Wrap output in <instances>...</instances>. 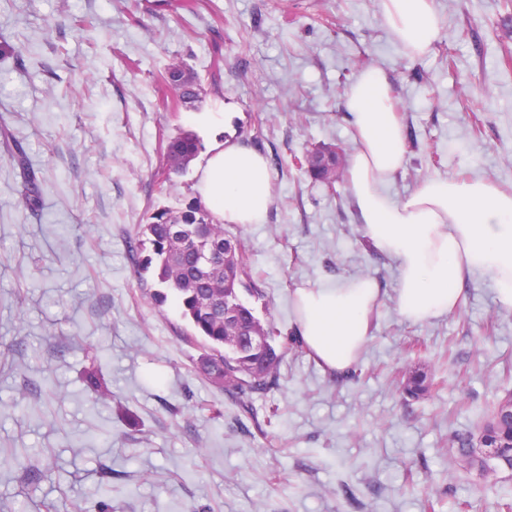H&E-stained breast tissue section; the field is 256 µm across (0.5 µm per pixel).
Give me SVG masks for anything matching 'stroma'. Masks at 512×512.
<instances>
[{"mask_svg": "<svg viewBox=\"0 0 512 512\" xmlns=\"http://www.w3.org/2000/svg\"><path fill=\"white\" fill-rule=\"evenodd\" d=\"M0 0V120L27 150L44 205H17L18 169L0 150V512H500L512 472L478 474L453 436L477 433L512 392V311L467 278L457 309L424 324L397 311L398 272L359 232L345 182L294 163L358 144L346 94L381 67L407 162L389 187L481 175L512 193V5L434 0L443 35L411 59L379 0ZM330 24H322V17ZM183 62L215 73L193 107L156 80ZM262 153L273 199L262 224L226 225L248 246L256 316L294 334L291 290L368 275L379 288L352 374L286 355L277 387L241 412L199 370L174 304L155 307L130 245L152 207L194 197L193 172L158 195L162 139L205 136ZM481 136H474L473 125ZM425 372L406 397L395 379ZM280 415L259 435L270 407ZM397 384L400 385V390L403 393L417 397L431 392L432 389V384L427 382L426 375L416 371L402 374Z\"/></svg>", "mask_w": 512, "mask_h": 512, "instance_id": "35a3bbf8", "label": "stroma"}]
</instances>
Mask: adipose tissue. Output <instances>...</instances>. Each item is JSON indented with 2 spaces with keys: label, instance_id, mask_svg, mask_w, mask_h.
Here are the masks:
<instances>
[{
  "label": "adipose tissue",
  "instance_id": "obj_1",
  "mask_svg": "<svg viewBox=\"0 0 512 512\" xmlns=\"http://www.w3.org/2000/svg\"><path fill=\"white\" fill-rule=\"evenodd\" d=\"M395 41L415 59L440 38L433 0H380ZM385 71L365 69L351 86L346 110L360 146L348 166L346 190L359 231L398 270L399 315L422 324L455 311L467 276L491 281L500 308L512 310V195L483 177L421 180L397 199L388 186L406 164L402 127L390 108ZM267 158L237 142H214L197 157V197L225 224L265 223L271 203ZM380 290L371 277L292 290L295 330L325 370L356 365L369 336Z\"/></svg>",
  "mask_w": 512,
  "mask_h": 512
}]
</instances>
